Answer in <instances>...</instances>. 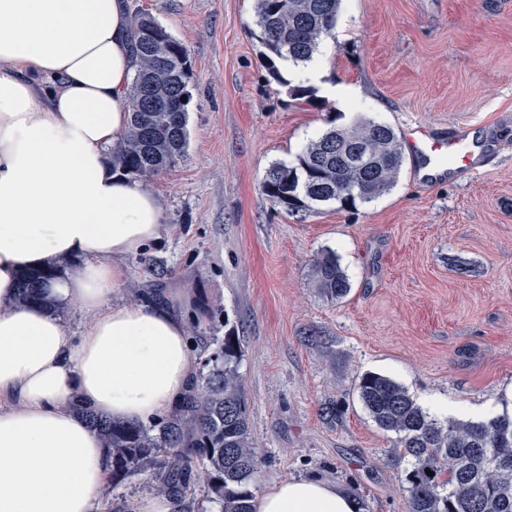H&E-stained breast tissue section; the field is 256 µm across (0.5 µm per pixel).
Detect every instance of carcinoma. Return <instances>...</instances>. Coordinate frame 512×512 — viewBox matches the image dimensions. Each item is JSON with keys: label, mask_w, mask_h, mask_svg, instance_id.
<instances>
[{"label": "carcinoma", "mask_w": 512, "mask_h": 512, "mask_svg": "<svg viewBox=\"0 0 512 512\" xmlns=\"http://www.w3.org/2000/svg\"><path fill=\"white\" fill-rule=\"evenodd\" d=\"M341 0H255L254 12L270 74L303 98L311 90L294 85L274 59L294 65L312 61L323 37L331 34ZM137 68L129 90L130 123L112 148V168L147 180L187 154L190 63L185 47L147 13L131 21ZM367 140L372 156L351 163L336 143ZM404 162L400 136L385 124L360 120L333 127L309 143L291 164L276 163L262 189L274 204L293 214L328 204L354 209L388 193ZM318 288L342 298L350 282L332 252L313 264ZM49 269L21 277L17 301L45 302L42 282ZM238 337L228 330L205 348L197 384L181 407L148 425H117L86 416L110 460L105 497L126 479L145 475L151 494L176 496L190 509L196 488L204 489L220 512H253L252 484L259 457L250 440V422L238 363ZM358 394L375 424L395 435L393 452L410 459L404 475L408 512H512V416L445 423L431 417L392 379L363 375ZM433 472L429 476L426 471Z\"/></svg>", "instance_id": "1"}]
</instances>
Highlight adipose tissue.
Instances as JSON below:
<instances>
[{"label":"adipose tissue","instance_id":"ef3b65f1","mask_svg":"<svg viewBox=\"0 0 512 512\" xmlns=\"http://www.w3.org/2000/svg\"><path fill=\"white\" fill-rule=\"evenodd\" d=\"M127 0H0V512H96L109 458L81 415L121 424L173 410L196 381L198 345L167 299L109 296L124 262L159 242L161 200L112 170L135 73ZM73 261L14 301L22 272ZM84 316L80 333L56 307ZM255 512H358L303 478Z\"/></svg>","mask_w":512,"mask_h":512}]
</instances>
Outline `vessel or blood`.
Masks as SVG:
<instances>
[{
  "label": "vessel or blood",
  "mask_w": 512,
  "mask_h": 512,
  "mask_svg": "<svg viewBox=\"0 0 512 512\" xmlns=\"http://www.w3.org/2000/svg\"><path fill=\"white\" fill-rule=\"evenodd\" d=\"M404 145L411 177L423 187L464 177L484 167L492 153L488 137H473L463 128L445 135L424 127L409 128Z\"/></svg>",
  "instance_id": "vessel-or-blood-1"
}]
</instances>
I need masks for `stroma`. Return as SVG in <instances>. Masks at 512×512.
Instances as JSON below:
<instances>
[{
	"label": "stroma",
	"mask_w": 512,
	"mask_h": 512,
	"mask_svg": "<svg viewBox=\"0 0 512 512\" xmlns=\"http://www.w3.org/2000/svg\"><path fill=\"white\" fill-rule=\"evenodd\" d=\"M188 50L193 93L187 155L147 181L168 222L111 295L159 288L185 314L199 299L202 336L239 338V373L260 495L314 477L361 512H408L409 463L357 392L375 372L438 419L512 415V0H341L312 86L296 100L270 75L254 0H129ZM361 119L395 130L491 123L485 170L424 190L401 171L372 202L293 215L261 184L331 127ZM335 253L351 290L321 294L315 259ZM334 406L335 416L324 413Z\"/></svg>",
	"instance_id": "1"
}]
</instances>
